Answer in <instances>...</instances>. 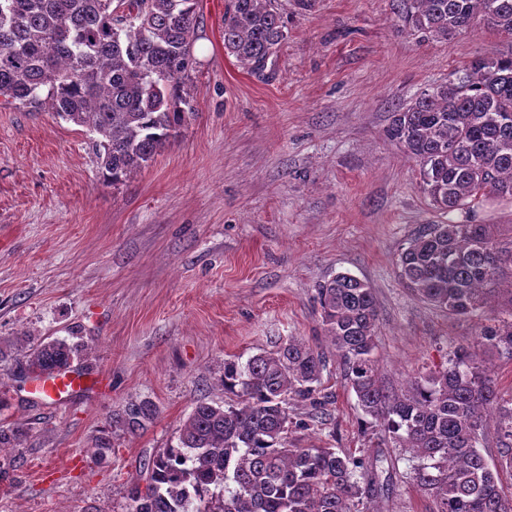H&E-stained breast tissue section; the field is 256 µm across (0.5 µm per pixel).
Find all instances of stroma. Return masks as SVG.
I'll return each mask as SVG.
<instances>
[{"label": "stroma", "instance_id": "1", "mask_svg": "<svg viewBox=\"0 0 512 512\" xmlns=\"http://www.w3.org/2000/svg\"><path fill=\"white\" fill-rule=\"evenodd\" d=\"M288 15L267 74L224 50V0H199L197 117L131 179L102 182L88 128L45 107H0V512H128L130 488L199 401L223 403L225 360L288 337L328 350L316 289L347 272L374 291L382 379L395 388L476 344L473 321L403 287L395 258L437 220L391 114L475 56L512 53L480 26L444 42L397 32L391 0H315ZM79 345L93 385L60 402L19 376L17 336ZM321 389L329 425L299 448L377 459L375 512H433L391 437L370 428L337 359ZM152 419L130 430L128 408ZM112 451L98 455L100 443Z\"/></svg>", "mask_w": 512, "mask_h": 512}]
</instances>
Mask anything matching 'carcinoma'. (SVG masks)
<instances>
[{"label": "carcinoma", "mask_w": 512, "mask_h": 512, "mask_svg": "<svg viewBox=\"0 0 512 512\" xmlns=\"http://www.w3.org/2000/svg\"><path fill=\"white\" fill-rule=\"evenodd\" d=\"M401 32L446 41L478 25L512 39V0H393ZM199 0H0V105L37 108L85 126L103 180L117 185L146 167L197 116L194 46ZM288 37L276 0H225L224 50L262 76ZM387 137L419 166L420 186L442 215L419 225L397 260L405 288L454 317L495 303L507 317L482 325L477 349L404 389L386 386L374 357L376 296L338 273L317 288L321 322L358 405L402 452L419 461L418 486L434 512H512L500 472L512 471V395L500 393L480 351L512 354V237L475 218L489 201L512 202V55L475 57L392 113ZM31 374L64 370L78 349L65 340L16 338ZM327 357L298 339L246 364L224 362L227 406L199 401L177 443L150 460L146 490L129 512H370L366 459L288 443L291 402L324 414ZM132 408L127 428L153 416ZM494 420L499 458L478 449Z\"/></svg>", "instance_id": "obj_1"}]
</instances>
